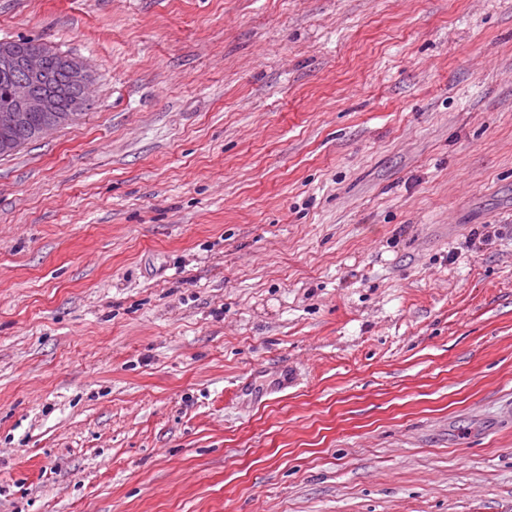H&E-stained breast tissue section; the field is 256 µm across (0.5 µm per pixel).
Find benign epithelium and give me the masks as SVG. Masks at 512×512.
Listing matches in <instances>:
<instances>
[{
    "mask_svg": "<svg viewBox=\"0 0 512 512\" xmlns=\"http://www.w3.org/2000/svg\"><path fill=\"white\" fill-rule=\"evenodd\" d=\"M44 52L37 48L16 52L0 50V76L7 79L14 105L0 109V125L22 127L35 112H56L62 97L69 100L71 117L78 118L87 109L93 74L87 64L76 58L65 60L66 79L52 90L42 88Z\"/></svg>",
    "mask_w": 512,
    "mask_h": 512,
    "instance_id": "1",
    "label": "benign epithelium"
}]
</instances>
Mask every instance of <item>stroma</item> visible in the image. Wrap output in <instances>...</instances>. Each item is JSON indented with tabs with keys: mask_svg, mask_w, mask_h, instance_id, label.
<instances>
[{
	"mask_svg": "<svg viewBox=\"0 0 512 512\" xmlns=\"http://www.w3.org/2000/svg\"><path fill=\"white\" fill-rule=\"evenodd\" d=\"M19 38L95 84L0 157V512H512V0Z\"/></svg>",
	"mask_w": 512,
	"mask_h": 512,
	"instance_id": "1",
	"label": "stroma"
}]
</instances>
